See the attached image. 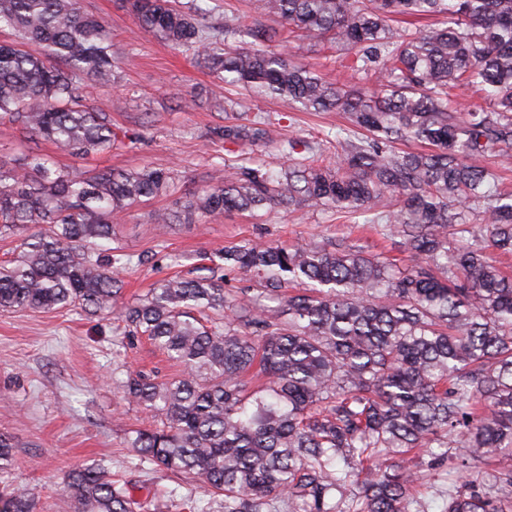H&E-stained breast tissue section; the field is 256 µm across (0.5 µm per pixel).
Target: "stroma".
<instances>
[{"instance_id":"1","label":"stroma","mask_w":512,"mask_h":512,"mask_svg":"<svg viewBox=\"0 0 512 512\" xmlns=\"http://www.w3.org/2000/svg\"><path fill=\"white\" fill-rule=\"evenodd\" d=\"M212 25L225 9L246 12L256 27L282 37L288 58L314 67L326 80L344 79L348 52L300 37L285 39L281 23L256 0H217ZM85 10L105 21L121 67L119 83L92 85L91 103L113 123L136 132V144L96 157L59 153L48 142L30 141L14 125H0V157L10 160L37 152L69 171L98 167L134 169L149 164L173 171L176 194L132 210L115 227L114 246L146 264L123 272V301L130 302L160 280L179 274L206 275L213 252L245 241L267 244H325L346 237L372 253L410 263L398 237L379 226L326 212H235L197 224H153L148 213L173 208L176 197L197 191L212 168L231 169L238 156L224 149L214 129L224 123L216 99L224 86L196 58L145 31L126 0H83ZM255 113L278 122L286 138L315 142L350 126L341 112H283L271 98L253 101ZM122 343L121 360L134 371L167 380L181 369L147 338L121 341L116 319L67 312L0 311V433L16 444L10 478L39 496L48 512H72L63 490L66 474L99 462L114 477L129 481L137 499L157 489L183 484L182 476L134 467L127 438L146 423L141 409L124 398L112 380V345Z\"/></svg>"}]
</instances>
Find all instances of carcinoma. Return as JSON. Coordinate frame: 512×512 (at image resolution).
<instances>
[{"label":"carcinoma","instance_id":"obj_1","mask_svg":"<svg viewBox=\"0 0 512 512\" xmlns=\"http://www.w3.org/2000/svg\"><path fill=\"white\" fill-rule=\"evenodd\" d=\"M288 34L341 42L347 83L325 80L268 44L237 11L205 24L207 0H131L140 26L204 60L224 84L219 132L240 153L274 147V171L248 157L231 174L158 209L153 224H195L226 212L336 211L401 238L400 269L341 240L330 246L245 243L215 253L209 274L172 277L118 304L133 257L110 247L122 216L174 190L171 172L63 171L37 153L0 160V239L21 238L0 263L1 311L119 315L123 335L146 336L183 367L159 382L124 372L119 387L150 418L127 440L137 466L188 477L187 493L143 504L98 463L65 480L76 512H176L193 490L222 497L219 512H420L426 474L401 465L443 448L459 482L444 512H512V276L487 249L512 253V192L481 164L512 151V0H264ZM395 15L436 17V28L395 32ZM0 122L63 154L109 152L126 130L86 104L88 82L117 77L106 25L83 0H0ZM242 36L247 46L235 44ZM460 84L489 103L459 112ZM286 112H345L364 139L336 134V160L319 143L280 138L250 118L253 97ZM429 145L397 151L401 142ZM489 215L478 226L473 217ZM236 274L250 282L224 287ZM277 301L273 307L270 302ZM13 443L0 435V474ZM35 493L0 492V512H37Z\"/></svg>","mask_w":512,"mask_h":512}]
</instances>
